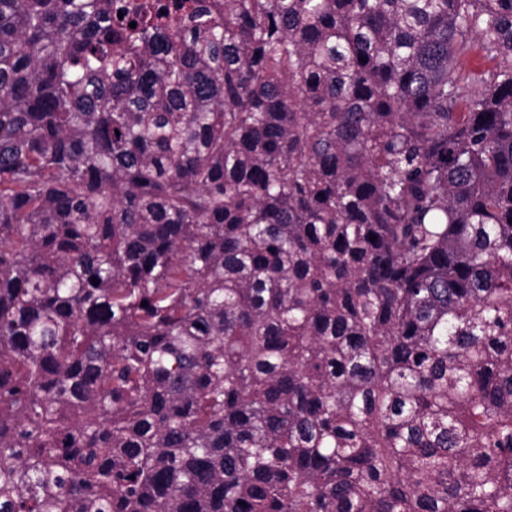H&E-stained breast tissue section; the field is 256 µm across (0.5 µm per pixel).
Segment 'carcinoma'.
Instances as JSON below:
<instances>
[{"mask_svg":"<svg viewBox=\"0 0 512 512\" xmlns=\"http://www.w3.org/2000/svg\"><path fill=\"white\" fill-rule=\"evenodd\" d=\"M0 512H512V0H0ZM494 65L495 62L491 58L487 57L481 49L476 48L470 55L462 59L457 69L458 75L461 82H465L472 70H490L494 67Z\"/></svg>","mask_w":512,"mask_h":512,"instance_id":"carcinoma-1","label":"carcinoma"}]
</instances>
